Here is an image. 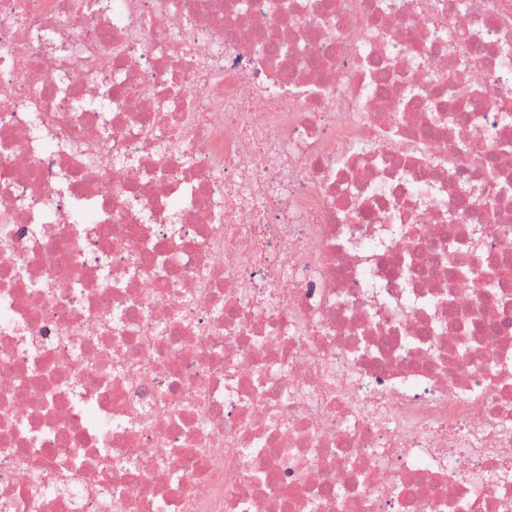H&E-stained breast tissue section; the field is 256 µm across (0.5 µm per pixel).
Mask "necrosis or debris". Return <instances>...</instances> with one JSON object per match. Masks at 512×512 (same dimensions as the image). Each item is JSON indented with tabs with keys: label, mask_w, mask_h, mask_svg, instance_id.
I'll return each mask as SVG.
<instances>
[{
	"label": "necrosis or debris",
	"mask_w": 512,
	"mask_h": 512,
	"mask_svg": "<svg viewBox=\"0 0 512 512\" xmlns=\"http://www.w3.org/2000/svg\"><path fill=\"white\" fill-rule=\"evenodd\" d=\"M501 2L0 0V512H512Z\"/></svg>",
	"instance_id": "1"
}]
</instances>
